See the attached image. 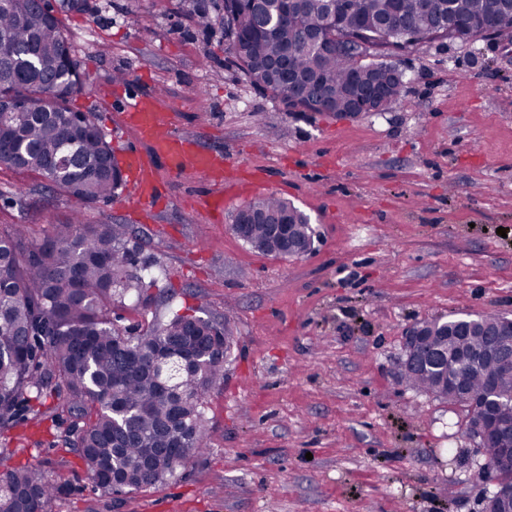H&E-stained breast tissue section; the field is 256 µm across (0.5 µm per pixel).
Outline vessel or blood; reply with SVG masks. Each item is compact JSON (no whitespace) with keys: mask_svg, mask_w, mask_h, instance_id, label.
I'll use <instances>...</instances> for the list:
<instances>
[{"mask_svg":"<svg viewBox=\"0 0 512 512\" xmlns=\"http://www.w3.org/2000/svg\"><path fill=\"white\" fill-rule=\"evenodd\" d=\"M121 121L130 135L121 163L129 197L135 203L150 204L163 198L165 185L158 177L159 166L175 173L189 166L206 177L224 169L222 155L200 148L176 131L173 114L162 110L154 94L123 102Z\"/></svg>","mask_w":512,"mask_h":512,"instance_id":"obj_1","label":"vessel or blood"}]
</instances>
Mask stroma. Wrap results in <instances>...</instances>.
<instances>
[{
	"label": "stroma",
	"mask_w": 512,
	"mask_h": 512,
	"mask_svg": "<svg viewBox=\"0 0 512 512\" xmlns=\"http://www.w3.org/2000/svg\"><path fill=\"white\" fill-rule=\"evenodd\" d=\"M84 79L70 106L92 113L113 149L120 102L165 87L180 134L220 151L246 191L216 210L200 174L160 168L169 194L125 193L77 206L39 175L0 170V227L42 238L82 209L135 231L167 271L171 295L119 313L134 326L172 310L227 320L224 386L207 400L209 453L132 494L95 488L61 439L67 415L0 431L16 466L67 486L49 512H483L481 461L460 408L408 389L407 331L454 315L512 319V42L436 40L394 55L407 75L383 112H289L254 87L224 36L223 0H50ZM205 8L211 30L193 17ZM274 194L311 219L300 258L265 255L230 229L234 212ZM505 235H498V228Z\"/></svg>",
	"instance_id": "stroma-1"
}]
</instances>
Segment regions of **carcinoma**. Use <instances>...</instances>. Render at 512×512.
I'll return each instance as SVG.
<instances>
[{"label":"carcinoma","instance_id":"cac0c4a2","mask_svg":"<svg viewBox=\"0 0 512 512\" xmlns=\"http://www.w3.org/2000/svg\"><path fill=\"white\" fill-rule=\"evenodd\" d=\"M469 27L512 29V10L499 0H451ZM437 30L432 0H359L342 11L329 0H300L292 13L277 0H224V33L249 81L283 98L290 112L349 111L352 56L336 41L372 38L391 51L428 41ZM76 63L56 17L34 0L0 4V103L47 96L45 112L14 111L0 128V167L33 171L79 205L40 240L27 227L0 229V427L13 428L48 400L76 419L63 437L95 487L129 494L162 484L184 471L206 448V399L224 386V358L233 343L226 323L178 310L146 329L121 326L115 308L135 291L143 307L166 271L141 257L126 224L83 221L81 206L110 200L122 187L112 147L90 114L69 100L82 89ZM245 207L256 213L289 212L304 243L314 244L309 218L275 195ZM459 320L428 327V350L448 357V372L467 391H485L494 378L512 392V374L495 361L456 358L485 342L481 325L459 335ZM405 383L434 389V372L412 370ZM497 437L483 448L472 477L499 471L512 439V402L500 400ZM66 485L37 465L14 467L0 457V512H48Z\"/></svg>","mask_w":512,"mask_h":512}]
</instances>
